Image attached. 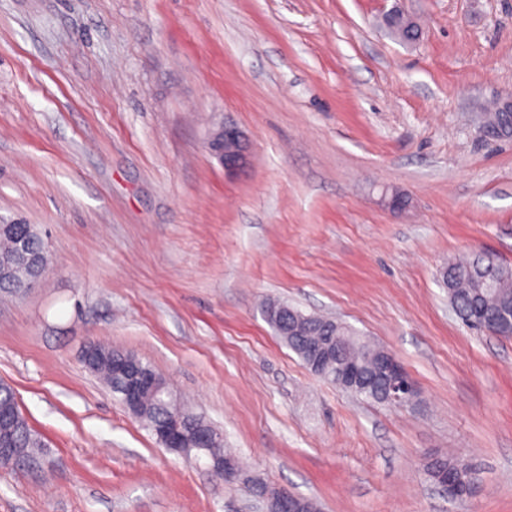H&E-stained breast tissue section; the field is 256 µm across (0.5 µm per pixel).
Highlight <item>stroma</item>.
<instances>
[{"instance_id": "stroma-1", "label": "stroma", "mask_w": 512, "mask_h": 512, "mask_svg": "<svg viewBox=\"0 0 512 512\" xmlns=\"http://www.w3.org/2000/svg\"><path fill=\"white\" fill-rule=\"evenodd\" d=\"M510 92L512 0H0V220L37 225L50 259L0 292V383L45 444L0 466V512H258L249 482L158 444L89 340L320 512H512V336L467 328L440 276L512 269V141L478 133ZM227 122L234 175L207 148ZM269 300L389 350L417 402L313 375ZM429 455L476 466L478 491L449 500ZM207 147L221 158L227 174L239 171L248 163L243 133L233 124H224V128L210 131ZM100 347L97 376L112 387L113 371L122 381L116 388L125 406L131 410L137 408L142 396L148 391L169 392L162 376L154 370L143 368L136 355L132 353L112 355V351L116 353L117 350L101 345Z\"/></svg>"}]
</instances>
